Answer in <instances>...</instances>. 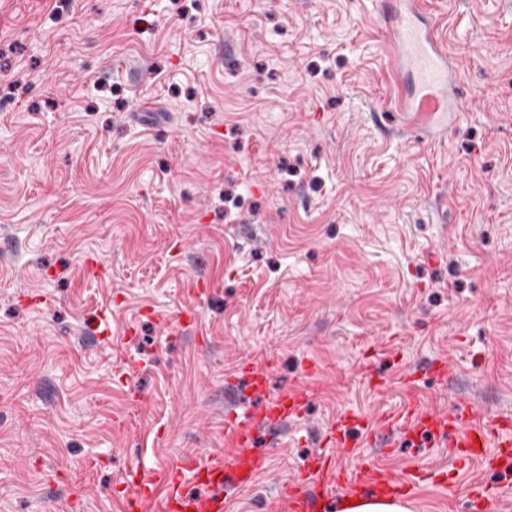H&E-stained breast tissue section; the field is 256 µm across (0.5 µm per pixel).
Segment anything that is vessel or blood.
Returning <instances> with one entry per match:
<instances>
[{
	"label": "vessel or blood",
	"instance_id": "vessel-or-blood-1",
	"mask_svg": "<svg viewBox=\"0 0 512 512\" xmlns=\"http://www.w3.org/2000/svg\"><path fill=\"white\" fill-rule=\"evenodd\" d=\"M382 28L390 74L396 79L406 72L415 77L413 92L400 93L396 98L398 111L412 113L415 120L427 125L435 124L440 114L461 111L459 74L425 0H384ZM274 367L273 360L265 359L245 365L243 372L248 384L260 390ZM315 392L313 383H303L267 403L265 413L273 419L297 417ZM353 422L368 437L390 429L407 439L433 437L438 447L447 449L457 469L474 462L486 470L512 468V416L508 414L477 409L466 402L436 412L412 401L398 413L374 421L360 417ZM353 422L345 418L328 428L327 452L311 458L299 478L283 480L276 494L265 502V512H321V505L361 487L374 488L386 496L412 497L422 482L439 481L440 472L431 469H412L397 477L369 460L352 467L343 465V456L351 454L353 448L345 428ZM225 432L231 452L188 456L158 473L134 471L122 512H224V500L214 489L223 485L225 473H232L237 485L250 487L265 462L264 454L255 448L251 418L228 413ZM189 480L209 488V495L189 494L185 489ZM504 495L501 488L474 485L467 508L469 512H492Z\"/></svg>",
	"mask_w": 512,
	"mask_h": 512
}]
</instances>
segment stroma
<instances>
[{"label": "stroma", "mask_w": 512, "mask_h": 512, "mask_svg": "<svg viewBox=\"0 0 512 512\" xmlns=\"http://www.w3.org/2000/svg\"><path fill=\"white\" fill-rule=\"evenodd\" d=\"M435 8L465 109L417 130L383 109L375 0H0V512H121L127 472L221 451L225 413L308 364L317 397L256 422L267 467L227 512L344 414H512V0ZM354 437L389 472L448 465ZM473 477L512 488L476 469L412 512H460ZM275 368L272 359H265L259 362L249 363L244 366L243 372L247 383L261 391L267 383L268 374Z\"/></svg>", "instance_id": "stroma-1"}]
</instances>
